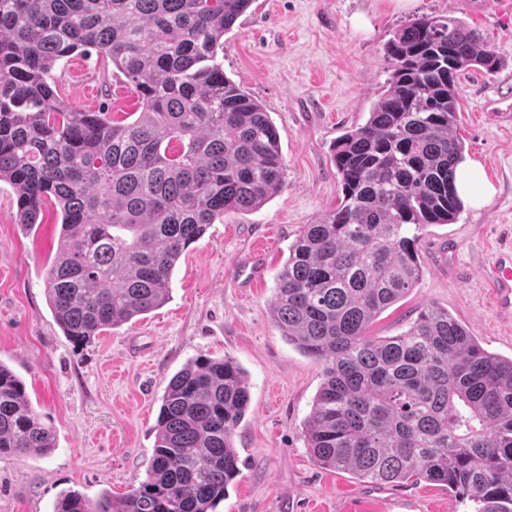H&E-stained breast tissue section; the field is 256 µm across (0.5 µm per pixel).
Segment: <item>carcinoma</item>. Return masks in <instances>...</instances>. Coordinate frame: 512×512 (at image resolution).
I'll return each mask as SVG.
<instances>
[{
    "label": "carcinoma",
    "instance_id": "carcinoma-1",
    "mask_svg": "<svg viewBox=\"0 0 512 512\" xmlns=\"http://www.w3.org/2000/svg\"><path fill=\"white\" fill-rule=\"evenodd\" d=\"M251 2L0 0V181L18 223H38L48 202L60 215L45 295L72 342L161 307L211 224L284 188L279 130L220 56ZM89 48L138 98L132 121L58 93L55 68ZM385 52L392 70L368 119L331 146L339 203L304 226L277 276L276 326L322 365L307 448L326 469L424 480L474 512H512V358L436 306L397 336L368 334L419 280V231L462 210L458 80L498 61L477 29L427 15ZM248 404L236 361H188L165 389L146 478L118 502L64 492L54 512H215L240 473L234 436ZM54 448L23 381L0 363V455Z\"/></svg>",
    "mask_w": 512,
    "mask_h": 512
}]
</instances>
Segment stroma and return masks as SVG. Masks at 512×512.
<instances>
[{"instance_id": "stroma-1", "label": "stroma", "mask_w": 512, "mask_h": 512, "mask_svg": "<svg viewBox=\"0 0 512 512\" xmlns=\"http://www.w3.org/2000/svg\"><path fill=\"white\" fill-rule=\"evenodd\" d=\"M455 17L482 31L495 73L459 78L457 134L496 193L463 207L452 224L420 232L422 273L374 321V336L406 330L428 305L447 309L488 352L512 357V315L498 309L488 272L512 249V6L507 0H252L224 36V71L269 112L281 134L283 190L260 209L229 211L182 255L171 297L158 310L74 345L57 325L44 284L60 219L46 203L40 224L17 222L13 189L0 182V362L55 429L44 457L0 456V512H53L77 490L118 499L150 465L161 398L189 360L233 358L247 373L250 403L235 444L240 474L216 512H473L434 484L360 481L312 459L305 421L322 368L289 344L272 317L276 278L304 225L340 195L333 142L363 124L389 76L384 47L409 20ZM61 96L115 118L140 109L121 81H105L96 55L55 71ZM265 242L263 273L242 285L238 263Z\"/></svg>"}]
</instances>
